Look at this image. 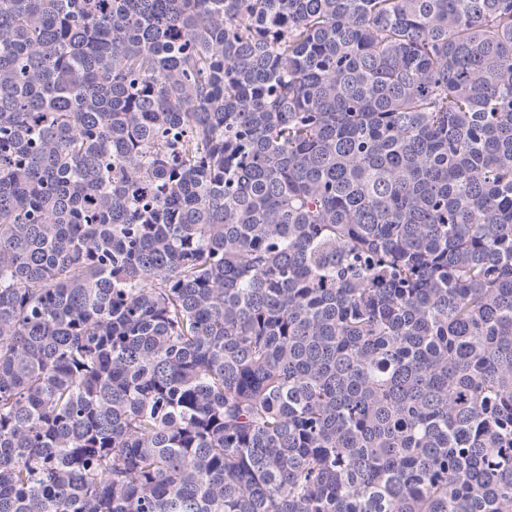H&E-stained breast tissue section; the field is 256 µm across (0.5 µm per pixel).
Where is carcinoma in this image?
Here are the masks:
<instances>
[{"instance_id":"cac0c4a2","label":"carcinoma","mask_w":512,"mask_h":512,"mask_svg":"<svg viewBox=\"0 0 512 512\" xmlns=\"http://www.w3.org/2000/svg\"><path fill=\"white\" fill-rule=\"evenodd\" d=\"M0 512H512V0H0Z\"/></svg>"}]
</instances>
